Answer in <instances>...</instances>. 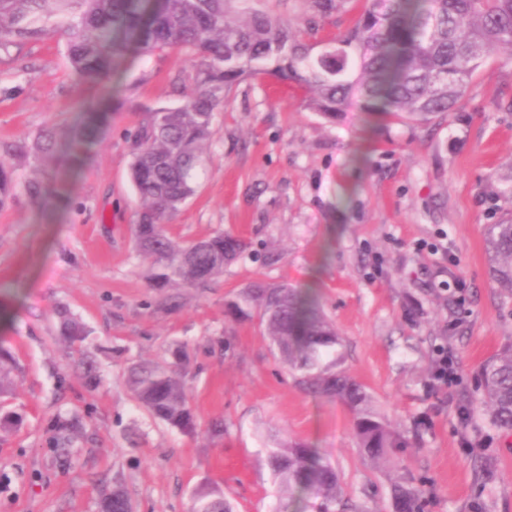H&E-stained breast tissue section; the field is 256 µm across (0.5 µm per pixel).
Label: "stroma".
I'll return each mask as SVG.
<instances>
[{"label": "stroma", "instance_id": "1", "mask_svg": "<svg viewBox=\"0 0 512 512\" xmlns=\"http://www.w3.org/2000/svg\"><path fill=\"white\" fill-rule=\"evenodd\" d=\"M195 76L171 51L128 55L111 84H82L60 37L0 53V144L67 132L106 96L123 102L80 167L36 152L7 161L0 350L23 419L0 432V512H98L117 486L135 512H192L203 487L234 512H278L265 455L284 441L336 467L348 512H397L399 482L422 492L426 512H512V433L490 424L476 388L482 363L512 344V293L491 280L487 250L491 225L512 220V60L490 57L427 125L355 110L331 122L274 79L242 80L168 229L183 244L221 231L244 248L159 310L152 260L134 247L129 136L140 112L180 106ZM35 178L67 192L33 199ZM257 281L315 290L340 338L337 369L366 388L400 447L365 456L348 408L287 372L258 320L225 316ZM63 307L89 332L98 389L60 334ZM176 341L189 357L190 434L138 409L124 383L131 361ZM444 351L459 365L448 386L435 377ZM215 419L224 434L212 438Z\"/></svg>", "mask_w": 512, "mask_h": 512}]
</instances>
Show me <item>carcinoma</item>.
<instances>
[{
	"mask_svg": "<svg viewBox=\"0 0 512 512\" xmlns=\"http://www.w3.org/2000/svg\"><path fill=\"white\" fill-rule=\"evenodd\" d=\"M50 36L65 39L79 82L111 81L117 63L134 52L179 50L198 59L197 82L184 103L144 113L130 136V176L140 200L134 242L153 258L150 284L161 293L159 306L170 309L177 296L165 289L204 286L238 255L237 241L222 231L182 245L166 228L194 193L214 114L233 86L248 76H268L295 84L311 109L330 120L357 109L428 123L454 110L490 56L512 59V0H364L340 39L347 52L340 75L309 54L299 27L255 7L254 0H0V50ZM101 114L90 107L70 131L71 164L98 142ZM12 193L1 159L0 207ZM488 251L492 279L512 293V221L492 225ZM227 312L257 318L288 370L349 408L367 457L381 459L396 447L395 433L374 411L365 388L323 365L339 338L308 294L288 284L255 283L227 303ZM59 317L69 342L85 339L84 326L67 311ZM173 356L132 363L126 384L151 418L191 432L196 416L182 374L183 347ZM77 369L88 386L99 385L92 352H81ZM477 383L490 422L512 431V345L481 366ZM266 464L280 487L317 500V512H334L339 478L316 449L301 442L270 448ZM392 492L399 512L422 510L414 488L396 484ZM194 499V512H233L219 490H198ZM127 500L116 487L101 500L100 512H125Z\"/></svg>",
	"mask_w": 512,
	"mask_h": 512,
	"instance_id": "obj_1",
	"label": "carcinoma"
}]
</instances>
